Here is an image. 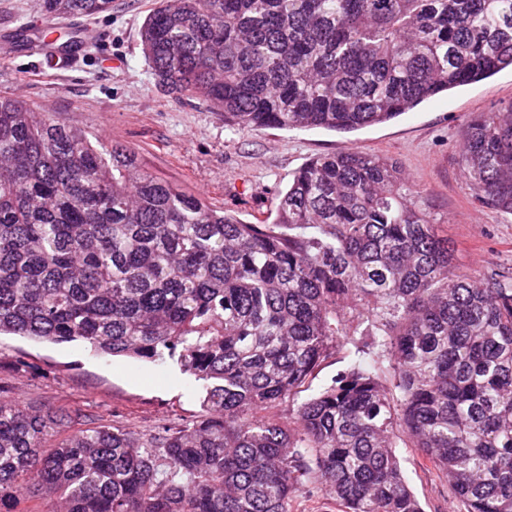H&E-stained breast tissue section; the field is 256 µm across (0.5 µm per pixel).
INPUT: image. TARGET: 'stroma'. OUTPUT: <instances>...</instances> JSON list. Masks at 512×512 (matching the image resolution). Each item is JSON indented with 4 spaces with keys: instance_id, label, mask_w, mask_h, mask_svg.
Masks as SVG:
<instances>
[{
    "instance_id": "stroma-1",
    "label": "stroma",
    "mask_w": 512,
    "mask_h": 512,
    "mask_svg": "<svg viewBox=\"0 0 512 512\" xmlns=\"http://www.w3.org/2000/svg\"><path fill=\"white\" fill-rule=\"evenodd\" d=\"M154 0H112L110 11L66 20L43 16L36 0H0V95L74 125L103 142L133 148L149 172L260 224L275 217L276 197L310 158L343 149L395 158L421 195L459 272L512 273V215L483 207L461 172L465 123L474 112L512 102V68L436 96L393 121L351 133L325 129L234 131L200 101H178L158 86L141 44ZM80 41V59L67 47ZM49 42L58 61L40 63L32 49ZM25 370H16L17 361ZM199 384L169 363L103 359L78 343L0 337V390L27 405L76 416L80 427L109 423L147 433L190 420L200 410ZM397 456L424 512H457L437 471L408 439Z\"/></svg>"
}]
</instances>
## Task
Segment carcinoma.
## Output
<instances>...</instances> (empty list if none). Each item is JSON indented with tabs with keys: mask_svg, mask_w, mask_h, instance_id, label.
Instances as JSON below:
<instances>
[{
	"mask_svg": "<svg viewBox=\"0 0 512 512\" xmlns=\"http://www.w3.org/2000/svg\"><path fill=\"white\" fill-rule=\"evenodd\" d=\"M141 42L164 91L235 130L353 132L512 67V0H156ZM461 166L512 215V104L467 120ZM454 268L387 155L313 158L251 224L0 96V334L201 383L191 422L55 444L71 416L0 395V512L33 490L54 512H290L309 481L339 512H424L401 433L461 512H512V277ZM348 344L375 364L300 399Z\"/></svg>",
	"mask_w": 512,
	"mask_h": 512,
	"instance_id": "cac0c4a2",
	"label": "carcinoma"
}]
</instances>
